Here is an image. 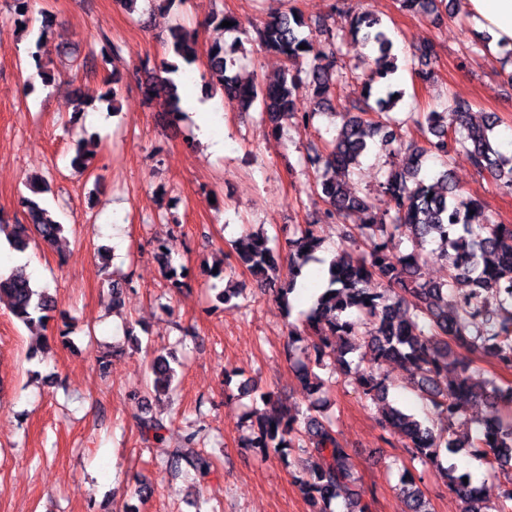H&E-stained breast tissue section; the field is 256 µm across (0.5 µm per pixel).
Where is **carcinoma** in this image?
Wrapping results in <instances>:
<instances>
[{
    "mask_svg": "<svg viewBox=\"0 0 512 512\" xmlns=\"http://www.w3.org/2000/svg\"><path fill=\"white\" fill-rule=\"evenodd\" d=\"M400 9L413 15L440 21L452 17L448 0H398ZM42 26L30 57L35 61L43 83L55 79L44 56L50 42L53 17L41 10ZM349 35L354 43L376 51L374 68L364 82L362 104L339 113L341 125L329 142L328 153L308 157L323 173L315 182L316 190L327 204L326 217L331 221L357 216L355 229L369 243V251L354 257L347 252L336 255L326 270L323 291L306 313L302 324L288 325V351L305 344L314 363L323 365L331 357L340 373L349 374L347 356L357 350L370 356L374 366L357 369L350 383L364 398L383 402L388 396L386 378L377 367L398 361L410 376L441 422L435 431L425 422L390 404L382 413V426L407 449L410 460L424 467L433 466L447 480L448 488L462 504L459 512H486L482 493L472 478L447 467L442 460L460 448H481L484 463L491 471H512V385L498 383V377L474 378L469 374L471 362L452 356L449 343L482 351L502 371L512 372V224H499L486 218L475 222L482 205L475 198H465L450 180L448 161L457 153L466 154L478 173H488L500 186L512 191V160L501 156L493 143L497 118L487 116L476 123L469 118L470 107L458 99L448 101L442 112H427L417 118L412 114L399 118L392 109L404 92L393 88L397 74V57L392 53L393 40L382 20L369 13L351 18ZM170 51L187 66L196 61L194 36L182 25L170 31ZM253 40L268 53L285 60L279 78L270 84L243 82L234 73L237 46L213 44L207 54L208 87L221 91L240 112L256 108L260 119L274 133L284 121L294 120L306 128L314 112L296 111L295 95L302 80H307L316 105L326 113H335L331 103L335 83L343 78L345 38L336 33L332 16L306 22L294 12L282 13L253 28ZM418 62L417 76L426 81L435 58L431 43L418 47L413 54ZM150 70L149 80L141 85L147 99L165 97L169 124L177 125L188 118L181 106L176 62L161 60ZM384 82L386 96L370 101L372 84ZM115 80L95 95L79 91L67 104L71 117L85 112L96 99L114 106ZM416 127L424 138L419 145L407 137ZM382 137L386 146L404 155L403 163L393 164L380 189L392 202L389 211L371 210L366 198L357 195L347 176L370 150V141ZM89 149L79 144L71 165L89 169L93 158ZM440 162L435 181L426 183L423 170L426 158ZM48 188L31 183L32 196L21 198L25 222L8 224L0 219V233L17 253L26 252L35 239L55 244L62 239L65 225L49 217L36 195ZM386 237L407 241L411 251L401 255L387 253ZM440 241L439 257L447 260V275L441 282L422 281L419 277L424 246L428 240ZM261 232H251L236 242L237 261L269 288L280 306L291 312L289 295L303 267L321 247L317 225L298 226L288 239V278L280 274V255L268 246ZM7 300L11 314L29 328H45L54 308L53 297L31 284L21 269L0 273V301ZM174 360L156 356L151 363V381L147 394L165 397L171 391L177 370ZM299 381L312 392L321 391L326 381L307 365H301ZM479 400L500 406L493 417H469L471 405ZM268 406L258 417L257 432L251 447L271 450L281 456L294 448H309L308 460L296 459L295 482L314 512H328L333 500L341 496L354 475L348 449L338 437L334 420L321 417L317 404L306 410L283 409L266 401ZM463 421L478 428L477 435L465 442L453 438V426ZM186 463L204 476L210 462L190 448L178 449L167 460L169 466ZM408 512H428L424 494L412 485L404 489Z\"/></svg>",
    "mask_w": 512,
    "mask_h": 512,
    "instance_id": "obj_1",
    "label": "carcinoma"
}]
</instances>
